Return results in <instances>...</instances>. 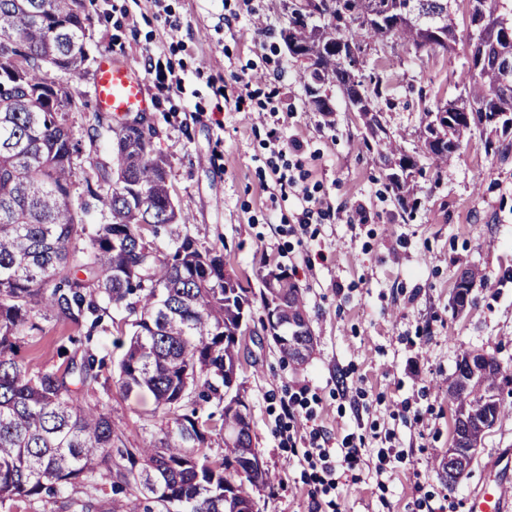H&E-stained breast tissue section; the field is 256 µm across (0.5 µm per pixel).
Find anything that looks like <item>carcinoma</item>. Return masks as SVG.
<instances>
[{
  "label": "carcinoma",
  "instance_id": "obj_1",
  "mask_svg": "<svg viewBox=\"0 0 512 512\" xmlns=\"http://www.w3.org/2000/svg\"><path fill=\"white\" fill-rule=\"evenodd\" d=\"M312 17L288 14L283 37L291 56L317 55L318 68L299 72L309 100L332 111L322 87L333 82L348 103L387 90L380 76L363 85L342 47L397 37L429 51L423 31L457 43L454 0H324ZM479 26L468 23L465 95L426 113L423 138L430 167L452 161L464 136L481 126L461 106L485 104L503 114L490 133L512 135V0H468ZM90 18L85 0H0V508L17 499L42 504L66 494L74 512H94L110 493L112 512H247L252 487L275 476L255 466L244 402L226 398L237 377L246 327L247 289L225 268L224 252L189 234L168 251L151 236L158 228L190 223L170 190L168 158L148 135L95 116L96 136L107 134L112 164H76L81 141L68 124L73 94L50 71L75 74L87 57ZM365 148L388 171L405 200L410 178L423 173L419 156L402 150L377 112L359 113ZM83 175L89 199L73 194ZM454 305L470 302L475 272L462 271ZM264 328L283 356L305 364L314 350L299 286L287 274L264 278ZM123 314L125 351L109 371L96 353L110 333L111 311ZM74 330L55 348L58 362L36 367L21 341L45 324ZM501 365L471 377L456 364L450 397L456 405L454 455L441 462L448 484L460 480L479 424L504 409ZM148 391L154 427L141 446H128L112 419V395ZM214 402L215 409L205 407ZM224 433V454L210 436Z\"/></svg>",
  "mask_w": 512,
  "mask_h": 512
}]
</instances>
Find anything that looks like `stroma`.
I'll use <instances>...</instances> for the list:
<instances>
[{"label":"stroma","instance_id":"35a3bbf8","mask_svg":"<svg viewBox=\"0 0 512 512\" xmlns=\"http://www.w3.org/2000/svg\"><path fill=\"white\" fill-rule=\"evenodd\" d=\"M288 3L87 0L88 60L79 74L56 76L78 106L70 124L84 154L110 162L107 138L89 137L97 59L111 53L141 77L188 232L222 248L249 291L239 381L254 445L276 477L251 492L259 512H466L485 464L512 448L510 409L456 486L441 475L456 361L479 350L512 372V149L486 153L472 133L458 157L416 176L413 194L398 201L338 88L328 90L334 112L309 103L282 36ZM358 68L363 77L383 73L381 121L418 153L425 112L463 92L468 46L462 39L449 52L418 53L376 41ZM240 92L239 112L224 97ZM292 142L301 151H290ZM283 175L296 189L280 192ZM307 205L318 214L303 226ZM466 268L488 282L460 312L453 289ZM271 271L287 272L303 291L315 350L300 368L263 328L260 290ZM152 407L147 394L113 401L129 443L148 436ZM314 439L338 457L354 442L359 465L337 467L334 485L323 484L321 461L303 458Z\"/></svg>","mask_w":512,"mask_h":512}]
</instances>
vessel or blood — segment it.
<instances>
[{
    "label": "vessel or blood",
    "instance_id": "vessel-or-blood-1",
    "mask_svg": "<svg viewBox=\"0 0 512 512\" xmlns=\"http://www.w3.org/2000/svg\"><path fill=\"white\" fill-rule=\"evenodd\" d=\"M94 88L97 105L112 112H144L150 107L142 78L110 54H101L98 60ZM490 470L496 473V481L470 492L466 500L468 512H512V451L500 452Z\"/></svg>",
    "mask_w": 512,
    "mask_h": 512
}]
</instances>
